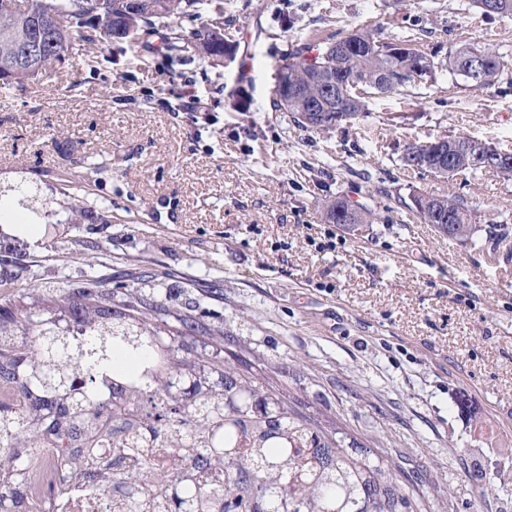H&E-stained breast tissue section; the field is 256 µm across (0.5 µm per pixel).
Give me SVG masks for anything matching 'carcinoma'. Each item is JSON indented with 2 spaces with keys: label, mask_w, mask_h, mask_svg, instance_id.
Returning a JSON list of instances; mask_svg holds the SVG:
<instances>
[{
  "label": "carcinoma",
  "mask_w": 512,
  "mask_h": 512,
  "mask_svg": "<svg viewBox=\"0 0 512 512\" xmlns=\"http://www.w3.org/2000/svg\"><path fill=\"white\" fill-rule=\"evenodd\" d=\"M200 0H0V83L22 87L48 74L78 42H122L149 34L167 19L186 18L188 32L166 43L171 52L216 60L223 39ZM45 39L33 69L12 73L29 41ZM381 50L369 32L349 33L309 58L303 43L286 57L285 84L274 107L301 113L360 115L364 101L351 84L379 93L414 82L432 57L411 40ZM483 82L473 80L476 62ZM448 72L474 88L492 86L512 55L463 45L448 55ZM339 82L332 97L324 80ZM448 141L438 177L487 172L464 147ZM40 187L20 180L0 189V214L27 213L38 224L55 212L37 206ZM426 224L451 215L448 236L479 231L464 200L413 194ZM173 333L112 304L99 288H46L0 307V512H64L73 492L107 494L112 512H428L423 494L405 488L388 450L366 438L321 430L296 414L269 381L224 361L211 342L184 344L198 332L186 319ZM34 448L51 449L43 461Z\"/></svg>",
  "instance_id": "carcinoma-1"
}]
</instances>
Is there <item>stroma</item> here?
<instances>
[{
    "label": "stroma",
    "instance_id": "1",
    "mask_svg": "<svg viewBox=\"0 0 512 512\" xmlns=\"http://www.w3.org/2000/svg\"><path fill=\"white\" fill-rule=\"evenodd\" d=\"M232 60L165 51L180 22L78 43L49 77L0 88V184L37 182L55 210L79 174V224L37 241L0 229V304L99 283L159 300L270 373L328 430L374 437L433 512H512V177L419 173L406 143L465 133L512 151V75L476 89L443 63L464 44L512 53V16L471 0H224ZM406 35L441 67L330 131L273 107L295 46ZM191 90L203 112L183 109ZM252 99L238 111L240 92ZM414 193L456 196L479 232L423 223ZM376 221L326 222L336 199ZM108 205V221L98 218Z\"/></svg>",
    "mask_w": 512,
    "mask_h": 512
}]
</instances>
